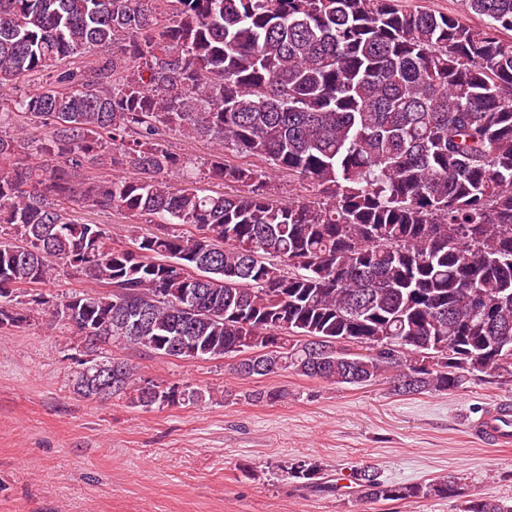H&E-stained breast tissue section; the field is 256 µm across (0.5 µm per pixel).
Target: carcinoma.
Returning a JSON list of instances; mask_svg holds the SVG:
<instances>
[{"label": "carcinoma", "instance_id": "cac0c4a2", "mask_svg": "<svg viewBox=\"0 0 512 512\" xmlns=\"http://www.w3.org/2000/svg\"><path fill=\"white\" fill-rule=\"evenodd\" d=\"M0 0V88L104 51L0 104V328L31 313L72 325L118 365L113 396L148 391L121 342L151 356L188 337L194 358L262 350L260 370L365 385L398 369L403 395L512 379V0H464L483 19L400 0ZM41 130L38 138L20 133ZM178 129L305 179L283 203L224 154L205 179L243 195L175 189L161 139ZM91 166L102 172L90 174ZM86 201L131 221L112 245ZM160 222L149 230L143 218ZM77 274L59 301L24 290ZM482 305L478 315L473 306ZM362 350L344 358L336 345ZM321 465L288 476L314 488ZM365 502L454 499L459 477L391 484L350 471ZM461 512H512L483 498Z\"/></svg>", "mask_w": 512, "mask_h": 512}]
</instances>
